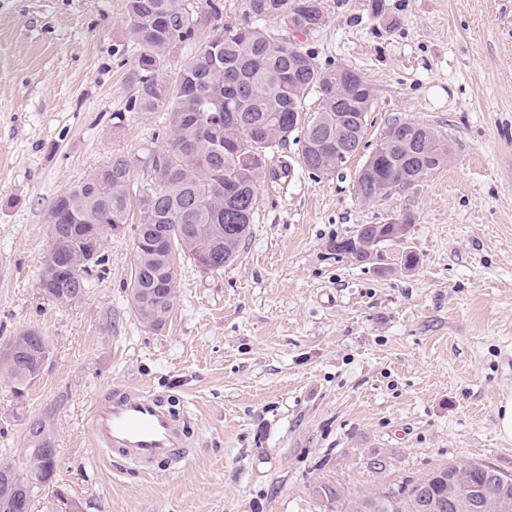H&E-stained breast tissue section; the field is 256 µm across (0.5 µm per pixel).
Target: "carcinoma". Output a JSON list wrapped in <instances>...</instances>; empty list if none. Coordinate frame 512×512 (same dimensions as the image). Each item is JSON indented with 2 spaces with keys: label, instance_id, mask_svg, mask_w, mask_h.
Returning <instances> with one entry per match:
<instances>
[{
  "label": "carcinoma",
  "instance_id": "carcinoma-1",
  "mask_svg": "<svg viewBox=\"0 0 512 512\" xmlns=\"http://www.w3.org/2000/svg\"><path fill=\"white\" fill-rule=\"evenodd\" d=\"M298 0H243L241 22L222 25L223 5L208 0L198 14L192 0H125L123 24L136 42V95L133 112L167 113L169 132L163 149L146 162L150 184L132 182L139 159L116 154L57 196L45 214L50 242L61 263H44L39 289L50 301L78 302L88 292L103 255L85 263L92 240H107L135 224V267L130 297L138 321L160 330L177 301V272L188 261L217 272L234 261L251 234L257 194L266 177L276 179L269 156L289 139L299 144V159L309 171H336V131L348 112L352 141L363 138L373 89L349 66H323L294 40L275 35ZM211 32L196 53L181 56L202 24ZM177 77L168 78L172 64ZM315 94L317 110L305 111ZM438 136L416 122H393L385 137L390 149L372 169L359 173V196L378 198L385 184L404 189L442 166L425 153L423 138ZM350 237L330 244L334 254L365 264ZM49 343L35 327H22L0 344V375L23 398L42 373ZM40 432L25 449L18 468L30 487L53 481L57 467L51 416L36 417ZM441 467L428 478L438 496L448 495V474ZM426 478V479H428ZM408 482L347 503L348 512H424L417 488ZM31 496L0 488V512H29Z\"/></svg>",
  "mask_w": 512,
  "mask_h": 512
}]
</instances>
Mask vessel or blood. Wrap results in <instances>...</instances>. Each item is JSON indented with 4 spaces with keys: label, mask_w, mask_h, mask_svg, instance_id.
Wrapping results in <instances>:
<instances>
[{
    "label": "vessel or blood",
    "mask_w": 512,
    "mask_h": 512,
    "mask_svg": "<svg viewBox=\"0 0 512 512\" xmlns=\"http://www.w3.org/2000/svg\"><path fill=\"white\" fill-rule=\"evenodd\" d=\"M89 432L105 457L116 456L145 470L189 455L185 427L166 396L144 387H114L100 396Z\"/></svg>",
    "instance_id": "vessel-or-blood-1"
}]
</instances>
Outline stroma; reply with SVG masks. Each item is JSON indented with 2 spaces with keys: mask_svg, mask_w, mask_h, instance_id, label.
<instances>
[{
  "mask_svg": "<svg viewBox=\"0 0 512 512\" xmlns=\"http://www.w3.org/2000/svg\"><path fill=\"white\" fill-rule=\"evenodd\" d=\"M304 47L374 89L362 150L310 174L279 148L235 262L178 270L164 328L136 319L134 231L112 236L76 303L43 299L45 213L116 153L161 147L167 117L129 112L135 41L125 0H0V341L41 330L50 355L27 396L0 376V461L21 462L29 418L51 411L57 471L30 512H336L343 499L449 464L512 475L497 409L512 397V0H329ZM127 114L116 129L117 114ZM397 119L438 130L446 164L362 201L355 176ZM408 215L376 266L331 240ZM416 257L401 266L403 251ZM147 385L187 405L191 460L145 474L98 454L95 398Z\"/></svg>",
  "mask_w": 512,
  "mask_h": 512,
  "instance_id": "1",
  "label": "stroma"
}]
</instances>
